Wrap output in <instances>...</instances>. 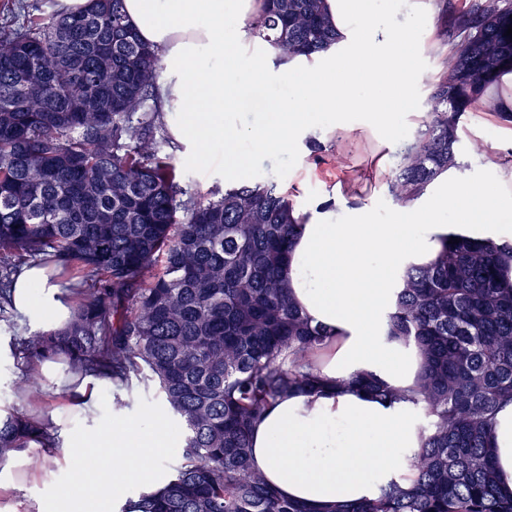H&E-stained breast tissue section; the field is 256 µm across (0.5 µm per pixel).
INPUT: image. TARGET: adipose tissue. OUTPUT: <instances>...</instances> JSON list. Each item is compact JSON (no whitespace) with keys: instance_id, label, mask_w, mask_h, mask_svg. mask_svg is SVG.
<instances>
[{"instance_id":"1","label":"adipose tissue","mask_w":512,"mask_h":512,"mask_svg":"<svg viewBox=\"0 0 512 512\" xmlns=\"http://www.w3.org/2000/svg\"><path fill=\"white\" fill-rule=\"evenodd\" d=\"M263 0H124L127 22L159 55L157 96L173 140L194 160L225 154L224 178H247L237 147L249 140L260 152H290L306 140L321 139L317 118L331 116L337 136L370 138L374 146L365 172L389 173L390 154L400 148L394 117L413 109L416 55L413 32L433 27L436 0H406L401 15L382 12L374 0H324L336 41L325 52L280 59L279 51L255 39L249 20ZM237 23L225 28L227 16ZM292 81L288 95L275 98L264 121L242 126L238 112L256 84ZM363 113L357 124L347 116ZM482 174L451 167L423 200L397 205L391 219L376 224L366 209L339 214L313 212L288 256L291 295L313 323L337 333L322 373L329 380L365 371L395 388L412 386L419 351L388 340L385 317L405 268L431 261L443 237L459 233L512 244V165L496 144L485 146ZM12 302L30 326L61 327L70 313L68 295L42 268L21 273ZM48 391L67 393L71 411L95 416L104 380L63 390L51 362L38 364ZM160 421L118 419L92 425L74 441L61 442L55 459L107 450L111 482L84 484L91 501L120 493L124 484L158 486L154 465L168 442ZM501 488L512 492V404L493 428ZM250 464L281 495L314 508L377 496L382 486L409 471L408 456L419 445L415 409L357 389H328L316 395L279 399L252 433Z\"/></svg>"}]
</instances>
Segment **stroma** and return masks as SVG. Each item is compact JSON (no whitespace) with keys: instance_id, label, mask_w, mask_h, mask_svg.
I'll return each instance as SVG.
<instances>
[{"instance_id":"stroma-1","label":"stroma","mask_w":512,"mask_h":512,"mask_svg":"<svg viewBox=\"0 0 512 512\" xmlns=\"http://www.w3.org/2000/svg\"><path fill=\"white\" fill-rule=\"evenodd\" d=\"M440 33L418 34L416 37L417 69L414 74L415 112L398 114L396 126L401 140H412L421 127V113L427 112L428 100L439 75L437 47L442 44ZM500 121L493 113L474 110L466 113L460 123L456 155L459 167L466 174L477 172L480 160L473 152V142L489 143L500 136ZM369 140L350 141L332 138L328 141H308L292 153H256L250 145H242L241 158L250 166L249 182L275 183L301 210L344 211L368 207L372 220L387 223L395 200L386 184L369 183L366 191L356 198L339 195L336 190V166L361 163L370 153ZM109 459L89 455L69 462L50 464L36 478L27 480L9 494H0V512H31L38 504L49 506L69 501V512H117L121 500L91 504L78 495L81 481L96 476L98 470L109 467Z\"/></svg>"}]
</instances>
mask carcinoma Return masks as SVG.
Segmentation results:
<instances>
[{"instance_id": "carcinoma-1", "label": "carcinoma", "mask_w": 512, "mask_h": 512, "mask_svg": "<svg viewBox=\"0 0 512 512\" xmlns=\"http://www.w3.org/2000/svg\"><path fill=\"white\" fill-rule=\"evenodd\" d=\"M123 2L73 13L14 0L0 15V324L26 365L64 362L65 388L109 378L120 411L121 391L141 385L181 424L167 480L120 512H312L250 466V434L269 408L328 386L318 359L332 333L282 277L302 218L272 183L206 195L181 185L156 102L159 58ZM441 23L448 52L426 120L396 156L397 201L456 164L462 115L512 71V0L445 10ZM249 27L287 58L335 40L321 0H267ZM456 238L405 269L387 314V335L421 353L415 383L395 389L368 372L336 381L416 406L411 482L331 512H512L493 448L495 414L512 403V246ZM29 258L71 280L61 330L19 329L6 300ZM15 395L31 410L0 416V467L26 452L41 469L60 438L39 377Z\"/></svg>"}]
</instances>
